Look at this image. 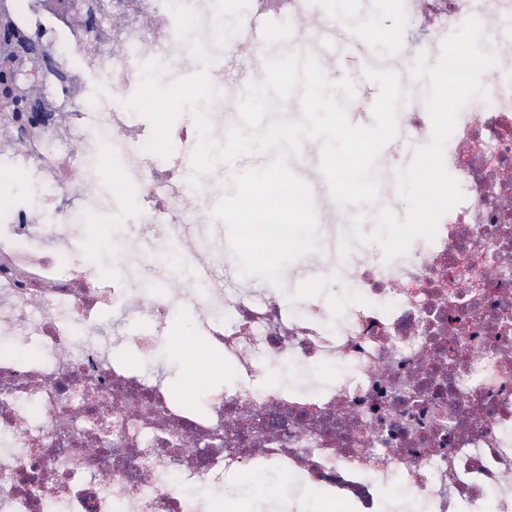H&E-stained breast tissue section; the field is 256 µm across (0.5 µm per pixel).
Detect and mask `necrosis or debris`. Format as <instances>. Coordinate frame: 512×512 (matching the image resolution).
<instances>
[{
    "label": "necrosis or debris",
    "mask_w": 512,
    "mask_h": 512,
    "mask_svg": "<svg viewBox=\"0 0 512 512\" xmlns=\"http://www.w3.org/2000/svg\"><path fill=\"white\" fill-rule=\"evenodd\" d=\"M92 26L76 30L43 0H9L16 27L47 58L35 76L43 134L0 149V173L24 191L0 203V345L36 342L24 358L0 348V512H205L183 486L224 487L236 471L280 470L349 512H383L386 481L401 480L421 512H512V71L494 69L445 144L461 201L434 240L386 260L368 244L341 255L327 227L316 258L298 264L351 289L336 310L305 294L280 305L263 285L225 277L224 227L208 221L223 183L187 188L197 127H170L180 151L157 163L162 139L136 119L151 96L144 62L184 60V43L218 54L222 0H83ZM112 94L85 92L88 75ZM206 110L212 136L234 128L238 86ZM111 165L134 194L121 234L100 239L122 273H94L90 227L112 206L99 170ZM188 313L234 385L210 391L202 413L175 402L162 379L112 356L151 355ZM111 318L112 332L101 324ZM344 361L336 381L296 389L256 380L264 362ZM140 390L180 436L118 405ZM259 447L240 441L242 427Z\"/></svg>",
    "instance_id": "4bbe7bcc"
}]
</instances>
